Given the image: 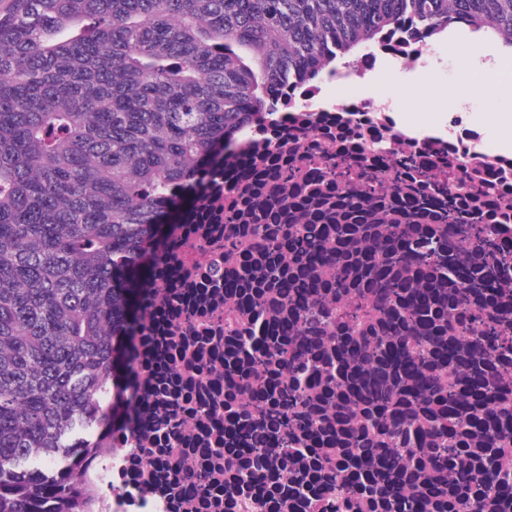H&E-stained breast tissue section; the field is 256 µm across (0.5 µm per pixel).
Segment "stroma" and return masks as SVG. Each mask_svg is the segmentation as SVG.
<instances>
[{
  "label": "stroma",
  "mask_w": 512,
  "mask_h": 512,
  "mask_svg": "<svg viewBox=\"0 0 512 512\" xmlns=\"http://www.w3.org/2000/svg\"><path fill=\"white\" fill-rule=\"evenodd\" d=\"M469 65L457 73L449 74L447 79L434 80L426 74L407 72L393 76L391 69H383L371 84L344 85L343 90L352 93L358 90L377 98L382 95L400 92L405 110L401 120L409 126L417 127L440 120V110L453 104L456 94L470 81H477L478 87L473 99L480 106L479 111L470 113L469 120L485 131L484 145L490 151L512 154V130L502 129L491 123L490 113L512 111V82H504L495 78H476L472 69L473 62L489 57L496 52L502 58L512 57V49L504 47L500 40L480 34H466Z\"/></svg>",
  "instance_id": "35a3bbf8"
}]
</instances>
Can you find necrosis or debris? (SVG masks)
Instances as JSON below:
<instances>
[{
	"label": "necrosis or debris",
	"instance_id": "1",
	"mask_svg": "<svg viewBox=\"0 0 512 512\" xmlns=\"http://www.w3.org/2000/svg\"><path fill=\"white\" fill-rule=\"evenodd\" d=\"M458 31L445 35H389L363 54L357 68H324L313 79L290 81L267 114L241 129L235 154L244 167L214 169L206 179L190 223L174 226L171 243L148 284L143 332L129 341L135 385L132 420L95 430L108 446L97 454L80 449L30 455L26 468L72 470L81 492L78 512H313V493L342 512H416L417 496L433 494L427 512H512L487 503L488 479L512 476V386L489 391L501 370L481 350L457 345L463 327L434 334L423 347L421 372L437 388L416 403L410 379L396 376L380 359L391 392L368 403L366 418H351L343 404L358 399L361 359L336 338L342 306L333 269L317 261V248L293 236L309 225L321 230L318 246L336 244L340 224H434L443 211L502 217L512 200V155L486 151L482 133L466 120L477 104L450 107L448 122L432 130L404 127L393 94L373 100L331 90L348 78L366 80L383 64L399 72L434 71L454 59ZM468 170L502 172L498 193L422 200L418 190L447 168L450 157ZM372 165L375 192L337 186L340 166ZM288 296H281V288ZM314 314L297 316L299 301ZM302 343L303 359L323 380L294 388L274 380L246 408L229 409L226 382L261 369L277 352ZM455 344V363L440 352ZM461 396L472 422L454 424L441 392ZM376 448L399 465L385 471L365 463ZM250 449L233 463L236 449ZM457 449L469 466L466 480H449L434 460ZM335 452L336 470L320 458ZM264 497H255L253 487Z\"/></svg>",
	"mask_w": 512,
	"mask_h": 512
}]
</instances>
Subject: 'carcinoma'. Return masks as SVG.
I'll return each mask as SVG.
<instances>
[{"instance_id":"obj_1","label":"carcinoma","mask_w":512,"mask_h":512,"mask_svg":"<svg viewBox=\"0 0 512 512\" xmlns=\"http://www.w3.org/2000/svg\"><path fill=\"white\" fill-rule=\"evenodd\" d=\"M464 21L512 47V0H10L0 11V512H31L72 479H22L27 454L62 449L91 426L104 388L134 384L127 340L144 307L167 220L191 200L237 129L267 95L307 79L392 29L440 33ZM468 190L490 195L478 174ZM508 225H460L456 250H420L408 224L387 225L374 262L411 263L456 291L512 273ZM385 301L404 282L366 272ZM473 334L498 357L496 302Z\"/></svg>"}]
</instances>
